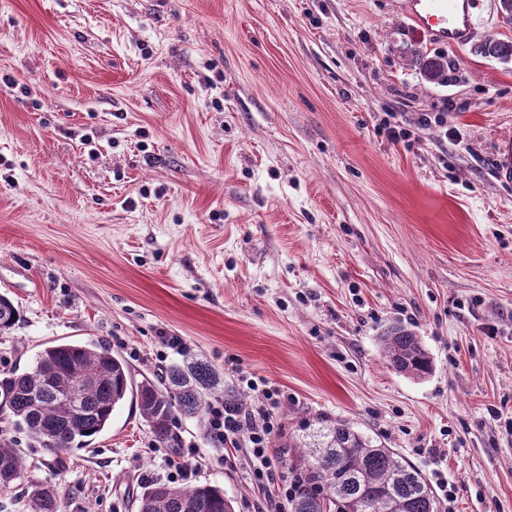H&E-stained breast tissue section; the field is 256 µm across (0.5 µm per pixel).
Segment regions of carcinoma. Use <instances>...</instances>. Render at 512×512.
Listing matches in <instances>:
<instances>
[{
	"label": "carcinoma",
	"instance_id": "obj_1",
	"mask_svg": "<svg viewBox=\"0 0 512 512\" xmlns=\"http://www.w3.org/2000/svg\"><path fill=\"white\" fill-rule=\"evenodd\" d=\"M474 52L501 61L512 59V43L491 37ZM431 80L451 79L448 62L423 61ZM19 311L0 294V335L16 325ZM387 367L412 378L432 370L430 355L421 338L402 328L380 337ZM163 388L151 380L132 387L126 360L97 344L58 342L46 346L32 367L0 370V421L8 420L31 442L59 460L73 449L88 447L111 422L114 411L131 392L141 415L158 443L170 441L173 413L201 416L207 399L221 386L210 364L196 360L170 365L161 377ZM72 390L70 404L59 402L63 387ZM308 472L311 486L292 504L293 512H391L399 500L405 512H438L435 495L421 471L367 434L344 421L320 430ZM20 454L11 444L0 443V491L11 489L23 476ZM31 512H60L59 490L50 482L33 483L27 492ZM137 512H233L224 488L211 483L180 487L153 481L136 499Z\"/></svg>",
	"mask_w": 512,
	"mask_h": 512
}]
</instances>
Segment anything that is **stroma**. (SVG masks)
Returning <instances> with one entry per match:
<instances>
[{"instance_id": "35a3bbf8", "label": "stroma", "mask_w": 512, "mask_h": 512, "mask_svg": "<svg viewBox=\"0 0 512 512\" xmlns=\"http://www.w3.org/2000/svg\"><path fill=\"white\" fill-rule=\"evenodd\" d=\"M1 67L0 293L20 320L0 369L54 340L110 347L137 383L201 359L224 404L280 427L258 482L246 437L229 460L178 415L162 446L131 401L62 469L4 422L26 470L0 512H29L36 481L60 512H136L154 480L270 512L308 469L297 443L336 420L452 488L438 512H512V60L436 43L391 0H0ZM393 326L429 375L387 367ZM387 367L412 378H422L432 370L430 355L421 338L402 328H392L380 338Z\"/></svg>"}]
</instances>
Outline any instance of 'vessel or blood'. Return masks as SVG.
Here are the masks:
<instances>
[{
	"label": "vessel or blood",
	"instance_id": "obj_1",
	"mask_svg": "<svg viewBox=\"0 0 512 512\" xmlns=\"http://www.w3.org/2000/svg\"><path fill=\"white\" fill-rule=\"evenodd\" d=\"M395 5L399 14L435 42L452 47L474 35L476 0H396Z\"/></svg>",
	"mask_w": 512,
	"mask_h": 512
}]
</instances>
